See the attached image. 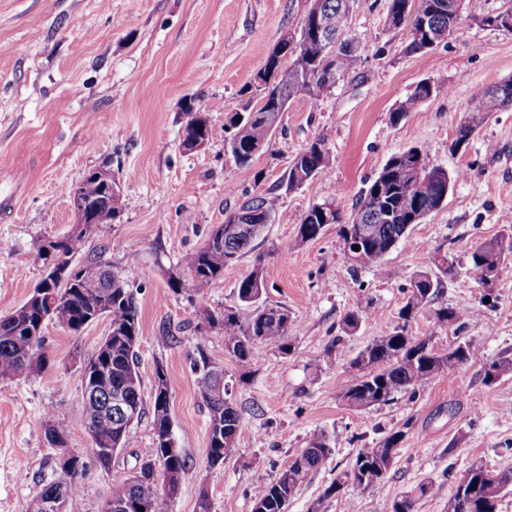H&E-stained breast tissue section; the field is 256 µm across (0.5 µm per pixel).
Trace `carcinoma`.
I'll use <instances>...</instances> for the list:
<instances>
[{"label": "carcinoma", "mask_w": 512, "mask_h": 512, "mask_svg": "<svg viewBox=\"0 0 512 512\" xmlns=\"http://www.w3.org/2000/svg\"><path fill=\"white\" fill-rule=\"evenodd\" d=\"M351 0H317L321 11L328 13L334 31L340 36L346 34L351 24ZM424 19L409 27L411 52L426 54L430 44L437 39H447V34L458 28L457 0H422ZM360 58L358 46L348 52H339L336 59L326 62L316 58V53L301 52L292 58L288 80L280 79L273 55L265 59L267 77L266 102L252 115L231 121L232 133L225 139L226 149L234 163L242 168L250 166L254 160L255 147L265 144L270 138L267 113L277 108L278 101L286 97L293 99L294 81L312 77L319 89L308 94V99L318 102L323 90L336 82V74L356 67ZM430 95L427 87L419 84L412 94L391 113V119L399 121L406 113L419 109ZM479 103L469 120L460 127L459 139H464L479 128L488 114L500 108L512 106V91L497 98L489 96ZM328 152L310 146L294 158L288 171V186H296L299 178L295 171L304 176L320 175L325 172ZM402 168L399 154L392 155L383 165L378 175L362 191L360 198L346 214L340 211L331 213L330 223L340 225L343 243H352L347 257L353 269H370L381 263L399 241L406 235L409 225L419 224L429 213L439 209L445 202V170L435 168L422 172L419 179L398 176ZM108 173L99 171L87 174L79 183L81 196L100 206L107 207L109 193ZM277 206V198L264 196L244 202L238 210L252 215V218L272 217ZM316 208L309 210V216L302 218L296 237L301 245L317 238L323 224L320 219H312ZM256 234L247 235L224 233V243L214 244L208 249L199 248L188 261L187 271L170 281L171 290L187 296H204L216 280L224 275V267L237 261L252 251ZM84 245L83 237H67L52 245L55 255L65 264H72L73 256ZM512 254V236L508 239L495 238L479 243L471 253L474 268H479L488 258L503 259ZM96 277L80 275L74 269L70 280L54 287L46 288L42 300H28L7 316L0 317V383L7 384L16 378L47 367L46 355L42 352L43 331L46 322L68 328L85 317H107L113 327L138 329V316L131 294L122 279L105 265H99ZM453 259L435 256L431 263L420 268L411 279L404 304L398 312V323L393 331L370 342L352 361L356 369L340 392L345 404L357 411H365L374 406L388 404L401 392L412 393L426 390L434 379L449 369V362L464 365L478 356L475 347L469 343H458L438 352L425 338H415L408 334L409 323L427 309L439 323H455L468 315L462 306L440 304L433 306L441 277L452 274ZM265 289L264 271L261 263L238 283L239 302L253 311L246 321H241L233 310H224V315L215 316L202 313V321L209 327L219 326L224 331V350L240 362L257 359L263 345L272 340L282 341L288 337L293 319L288 308L283 306L260 307L258 303ZM139 336L112 337V352L108 356L95 353L88 359L93 365V375L89 386L97 392V398L85 403L82 426L91 438L95 450L91 458L55 456L54 470L63 471L66 467L87 469L91 462L109 470L112 458L130 445L131 424L120 426L105 403L114 392L122 393L136 410L135 420L149 412L153 418L154 439L166 433L170 417V397L151 395V403H146L142 393V383L137 370L136 347ZM204 336H199L197 373V393L207 406L210 414L208 464L211 467L224 464L233 450L235 438L242 427L241 414L231 400L228 382L224 375L214 371L209 357L203 348ZM45 438L56 435L66 438V428L51 411L42 420ZM404 440L402 431H394L380 439L373 446L358 452L354 465L336 474V479L326 490L333 495L348 484L361 485L360 476L367 473L382 481L387 476L395 456ZM333 455L327 435L319 432L313 435L306 448L297 453L274 479L264 482L265 490L256 500L253 512H288V504L299 489L308 481L312 473L318 471ZM141 481L134 485L131 476L125 471L112 473L109 497L114 503L127 505L126 512H139L138 505H151L149 512H170L173 498L166 488L179 489L186 472L183 452L168 455L163 443L154 444L151 455L139 460ZM467 482L464 496H459L461 482ZM436 483L432 479L420 482L410 492L394 498L386 505V512H414L417 500L433 493ZM512 491V470L493 471L485 465L474 462L455 483L448 500L452 512H497L502 493Z\"/></svg>", "instance_id": "carcinoma-1"}]
</instances>
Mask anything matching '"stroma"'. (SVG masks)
<instances>
[{"mask_svg":"<svg viewBox=\"0 0 512 512\" xmlns=\"http://www.w3.org/2000/svg\"><path fill=\"white\" fill-rule=\"evenodd\" d=\"M503 0H464L457 31L426 54L407 52V28L387 23V0H352L351 34L360 60L318 103L289 101L268 144L252 165H235L224 144L231 118L256 103L253 77L288 29L299 27L309 0H0V316L20 307L45 275L43 244L71 236L69 196L89 170L107 164L121 185L119 215L91 229L73 261H95L123 279L140 326L138 369L151 392L156 366L170 390L175 444L187 469L172 512H196L207 490L212 512H252L264 486L317 432L332 457L304 484L288 512H385L394 498L426 479L432 496L415 512H448L457 480L472 462L512 468V370L487 379L492 364L512 363V261L492 285L470 263L477 243L512 233V107L490 113L463 148L458 129L489 86L512 79V33L482 26ZM435 90L400 121L391 114L423 81ZM209 110L212 133L196 151L181 146L187 107ZM320 139L326 173L289 188L293 158ZM421 148L430 166L460 172L441 208L412 225L380 269L353 270L339 227L326 225L296 245L302 216L330 203H353L388 158ZM235 193H227V185ZM272 194L273 221L255 249L225 267L200 298L175 294L171 275L213 225L245 200ZM437 251L455 260L438 302L464 305L458 323L431 313L409 325L437 350L467 342L476 361L439 375L425 391L399 394L386 406L358 412L338 398L350 362L374 338L392 332L413 274ZM265 272L264 304L287 307L295 326L289 350L268 344L241 363L224 351L221 329L198 343L202 311L249 308L237 284L255 265ZM363 321L351 336L340 328L347 311ZM109 329L101 319L73 333L56 322L44 329L54 362L0 384V512H29L55 477L53 448L41 420L53 410L67 429L66 446L86 455L81 425L82 363ZM223 366L242 427L232 454L207 462L209 410L196 392L197 346ZM405 434L386 478L327 495L359 449L386 433ZM133 444L113 470L131 471L154 448L151 415L132 429ZM90 466L69 512H103L112 472Z\"/></svg>","mask_w":512,"mask_h":512,"instance_id":"obj_1","label":"stroma"}]
</instances>
